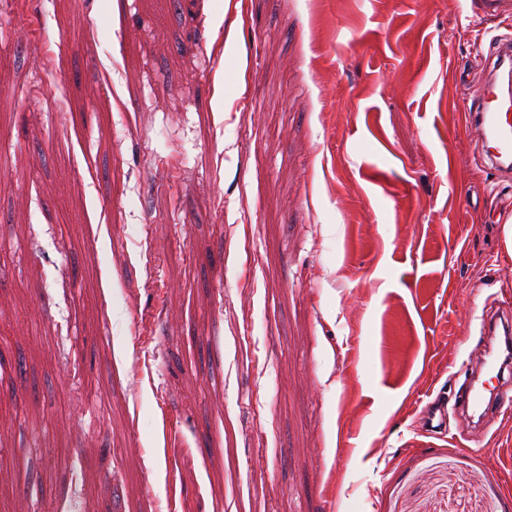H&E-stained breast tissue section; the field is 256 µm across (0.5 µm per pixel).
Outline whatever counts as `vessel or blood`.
<instances>
[{
    "instance_id": "obj_1",
    "label": "vessel or blood",
    "mask_w": 512,
    "mask_h": 512,
    "mask_svg": "<svg viewBox=\"0 0 512 512\" xmlns=\"http://www.w3.org/2000/svg\"><path fill=\"white\" fill-rule=\"evenodd\" d=\"M466 125L474 129L482 144L483 159L494 171L512 173V35H500L492 43V54L483 82L474 90L465 108ZM481 334L485 362L495 372L492 387L471 386L466 393V419L512 407V371L504 361L512 351V308L500 316L483 320Z\"/></svg>"
}]
</instances>
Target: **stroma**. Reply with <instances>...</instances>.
<instances>
[{
    "label": "stroma",
    "instance_id": "obj_1",
    "mask_svg": "<svg viewBox=\"0 0 512 512\" xmlns=\"http://www.w3.org/2000/svg\"><path fill=\"white\" fill-rule=\"evenodd\" d=\"M469 0H0V512H512L432 436L512 295Z\"/></svg>",
    "mask_w": 512,
    "mask_h": 512
}]
</instances>
